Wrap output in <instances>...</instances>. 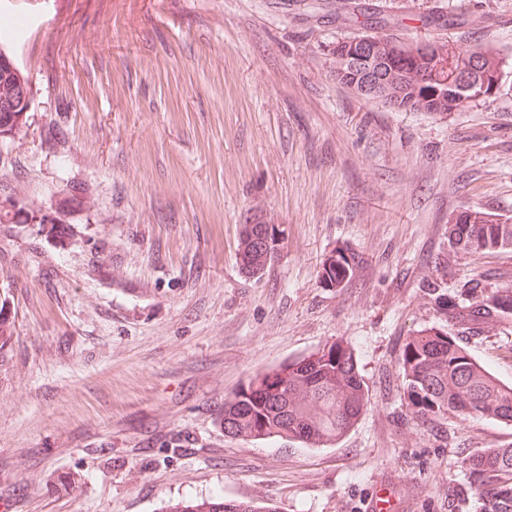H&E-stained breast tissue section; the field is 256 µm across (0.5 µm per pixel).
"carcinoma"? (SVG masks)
Returning <instances> with one entry per match:
<instances>
[{"instance_id":"1","label":"carcinoma","mask_w":512,"mask_h":512,"mask_svg":"<svg viewBox=\"0 0 512 512\" xmlns=\"http://www.w3.org/2000/svg\"><path fill=\"white\" fill-rule=\"evenodd\" d=\"M381 72V101L401 111L425 112L447 118L485 100L482 88H460L458 78L476 66L503 74L499 52L488 46L463 48L448 43V55L431 50L412 53L404 42L385 34L373 36ZM395 50L405 56L386 55ZM28 82L13 58L0 59V123L21 128L27 120L17 103L21 83ZM262 226L244 227L238 248L242 270L262 277L275 260L257 246ZM448 248L457 253H488L512 249V223L492 214L467 209L448 225ZM361 257L338 248L323 261L321 278L327 288L339 287ZM448 262L424 284L456 327L432 326L406 339L401 377L408 405L420 420L450 414L512 422V384H506L477 363L457 337L481 336L496 327H512V284L494 283L484 273L465 280V298L448 293ZM368 390L359 372L354 348L335 340L317 351L253 376L224 399V432L247 439L296 438L312 448L331 447L361 419ZM468 489L473 512H512V445L490 448L468 458ZM165 512H276L251 502L212 498L170 504Z\"/></svg>"}]
</instances>
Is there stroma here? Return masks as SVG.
Segmentation results:
<instances>
[{"instance_id": "obj_1", "label": "stroma", "mask_w": 512, "mask_h": 512, "mask_svg": "<svg viewBox=\"0 0 512 512\" xmlns=\"http://www.w3.org/2000/svg\"><path fill=\"white\" fill-rule=\"evenodd\" d=\"M365 6L407 41L499 50L503 84L446 119L356 96L328 46ZM29 78L0 138V512H471L472 454L512 424L408 407L401 348L447 315L424 284L512 251L448 254L462 210L512 217V0H0ZM280 225L265 275L241 225ZM336 248L360 264L320 283ZM342 338L369 389L335 446L225 433L251 377ZM463 345L512 381V329ZM161 512H277L275 508H264L252 502L224 498H212L201 502L186 501L170 504Z\"/></svg>"}]
</instances>
